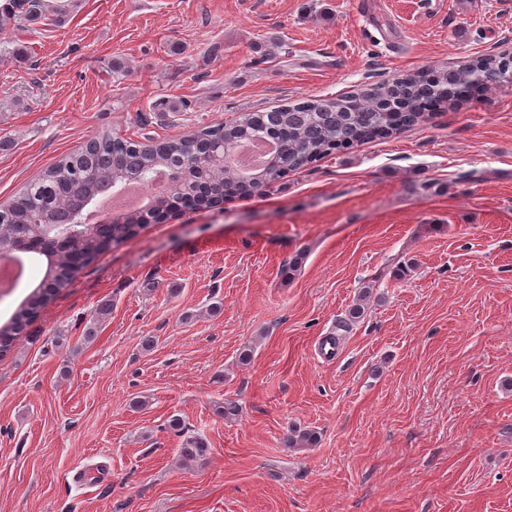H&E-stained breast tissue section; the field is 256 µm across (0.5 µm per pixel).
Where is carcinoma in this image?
I'll use <instances>...</instances> for the list:
<instances>
[{
  "mask_svg": "<svg viewBox=\"0 0 512 512\" xmlns=\"http://www.w3.org/2000/svg\"><path fill=\"white\" fill-rule=\"evenodd\" d=\"M9 10L16 22H29L42 16L48 4L32 0L25 6L21 0H10ZM475 79L512 80V57L481 56L452 70L434 68L394 77L358 96L339 95L266 112H242L233 120L205 126L179 139L148 138L136 143L108 132L93 136L84 148L35 176L17 199L0 206V240H15L17 251L35 262L46 260L43 277L29 298L0 323V354L12 350L39 309L98 255L134 239L143 228L140 210H128L117 214L115 224L74 225L72 241L62 242L45 233L61 208L82 203L91 206L103 188L125 186L134 180L149 190L153 173L170 168L183 173L179 184L168 187L174 194L200 187L215 200L251 197L288 172L335 150L384 139L416 125L426 111L441 102L444 93L456 91L452 100L458 101ZM255 142H272L276 149L261 166L243 173L235 166V157L242 146ZM221 153L224 165L219 166L212 158ZM288 443L313 447L318 437L313 431H295L288 436ZM207 452L206 443L197 437L186 438L179 449L185 462L200 460Z\"/></svg>",
  "mask_w": 512,
  "mask_h": 512,
  "instance_id": "cac0c4a2",
  "label": "carcinoma"
}]
</instances>
